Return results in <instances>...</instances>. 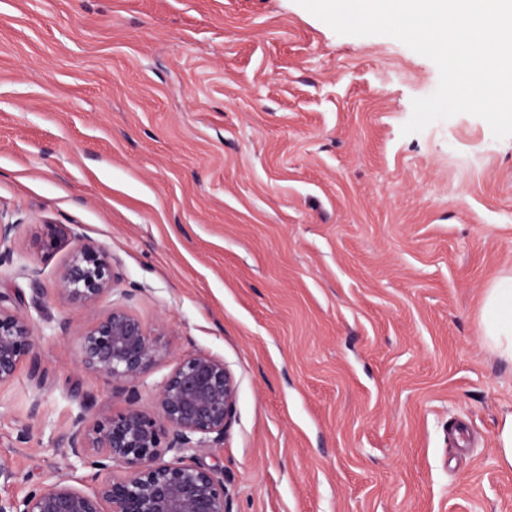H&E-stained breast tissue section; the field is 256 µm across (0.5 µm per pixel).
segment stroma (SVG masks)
Segmentation results:
<instances>
[{
    "instance_id": "stroma-1",
    "label": "stroma",
    "mask_w": 512,
    "mask_h": 512,
    "mask_svg": "<svg viewBox=\"0 0 512 512\" xmlns=\"http://www.w3.org/2000/svg\"><path fill=\"white\" fill-rule=\"evenodd\" d=\"M438 83L296 0H0V295L44 375L0 386V498L82 477L75 417L127 408L78 362L117 304L167 351L140 407L186 354L232 373L197 458L227 512H512V362L479 337L512 275V137L466 113L402 135ZM79 239L118 278L93 310L53 293Z\"/></svg>"
}]
</instances>
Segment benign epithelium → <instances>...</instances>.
I'll list each match as a JSON object with an SVG mask.
<instances>
[{
  "mask_svg": "<svg viewBox=\"0 0 512 512\" xmlns=\"http://www.w3.org/2000/svg\"><path fill=\"white\" fill-rule=\"evenodd\" d=\"M15 228L0 223V263L11 255L7 244ZM114 282L106 256L78 243L55 279V293L90 306L110 295ZM164 357L143 322L121 306L92 322L81 336L79 363L127 389L129 406L74 422L67 445L89 470L90 487H77L64 474L20 499H0V512H226L224 472L202 467L196 458L224 445L235 413L234 378L221 360L185 355L162 384L151 414L136 406L138 383ZM26 361L31 377L42 383L30 320L0 299V385L11 382Z\"/></svg>",
  "mask_w": 512,
  "mask_h": 512,
  "instance_id": "obj_1",
  "label": "benign epithelium"
}]
</instances>
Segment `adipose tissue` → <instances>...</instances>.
Masks as SVG:
<instances>
[{
  "mask_svg": "<svg viewBox=\"0 0 512 512\" xmlns=\"http://www.w3.org/2000/svg\"><path fill=\"white\" fill-rule=\"evenodd\" d=\"M484 309L488 319L480 331L482 341L498 356L512 361V276L487 289Z\"/></svg>",
  "mask_w": 512,
  "mask_h": 512,
  "instance_id": "adipose-tissue-1",
  "label": "adipose tissue"
}]
</instances>
